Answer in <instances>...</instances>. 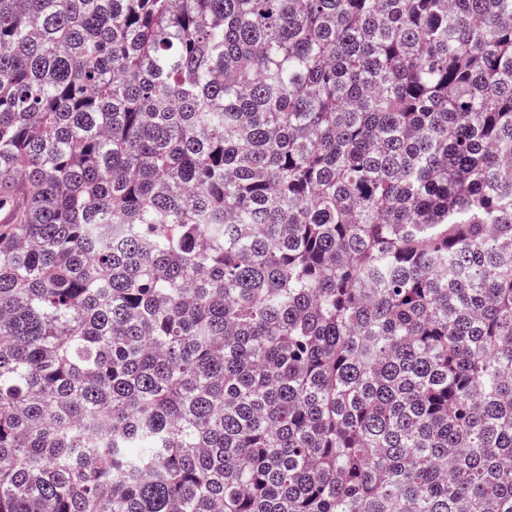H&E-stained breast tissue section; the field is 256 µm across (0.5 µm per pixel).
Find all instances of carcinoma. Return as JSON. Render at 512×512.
<instances>
[{
	"label": "carcinoma",
	"mask_w": 512,
	"mask_h": 512,
	"mask_svg": "<svg viewBox=\"0 0 512 512\" xmlns=\"http://www.w3.org/2000/svg\"><path fill=\"white\" fill-rule=\"evenodd\" d=\"M0 512H512V0H0Z\"/></svg>",
	"instance_id": "obj_1"
}]
</instances>
